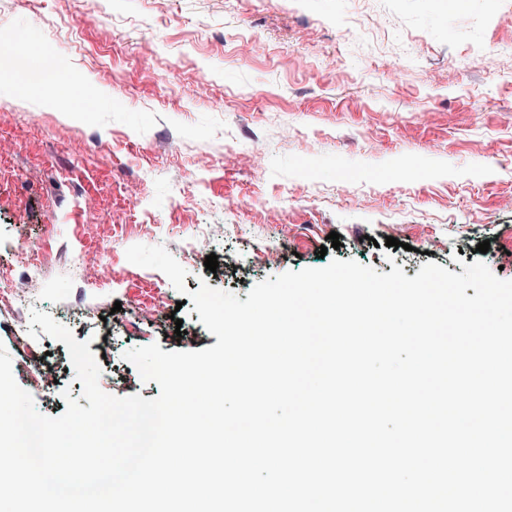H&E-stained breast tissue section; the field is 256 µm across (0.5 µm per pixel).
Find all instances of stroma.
<instances>
[{"instance_id": "1", "label": "stroma", "mask_w": 512, "mask_h": 512, "mask_svg": "<svg viewBox=\"0 0 512 512\" xmlns=\"http://www.w3.org/2000/svg\"><path fill=\"white\" fill-rule=\"evenodd\" d=\"M511 12L512 0H168L163 13L99 0L71 18L57 0H0V43L33 45L26 60L0 56V272L23 285L19 250L43 257L34 295L0 304V345L55 367L47 386L16 378L37 411L63 414L82 384L64 343L16 332L31 310L105 356L99 385L118 397L160 393L127 350L216 344L161 271L127 260L135 244L164 246L189 291L242 301L329 258L459 274L484 241L486 265L512 280V77L495 58ZM242 34L257 42L248 58L232 51ZM299 52L310 68H294ZM45 59L63 64V84L23 78ZM333 231L341 249L324 246ZM211 254L247 277L207 270ZM83 256L112 285L88 287Z\"/></svg>"}]
</instances>
